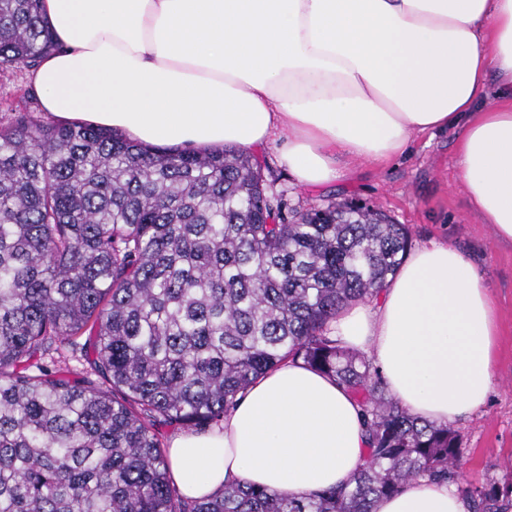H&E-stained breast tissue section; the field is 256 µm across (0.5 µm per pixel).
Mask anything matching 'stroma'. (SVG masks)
I'll return each instance as SVG.
<instances>
[{
  "instance_id": "obj_1",
  "label": "stroma",
  "mask_w": 512,
  "mask_h": 512,
  "mask_svg": "<svg viewBox=\"0 0 512 512\" xmlns=\"http://www.w3.org/2000/svg\"><path fill=\"white\" fill-rule=\"evenodd\" d=\"M42 115L32 73L23 67L0 69V124L18 115ZM265 158L267 175L289 206L309 208L331 202L356 201L406 225L411 245L447 243L463 252L482 277L494 302L500 336L496 351L494 383L485 403L455 421L461 438L463 478L456 491L512 468V244L497 241L492 225L482 223L468 204L456 169L452 133L415 134L410 150L383 166L353 163L348 176L316 187L299 184L269 142L255 146Z\"/></svg>"
}]
</instances>
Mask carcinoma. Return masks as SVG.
Instances as JSON below:
<instances>
[{"label": "carcinoma", "mask_w": 512, "mask_h": 512, "mask_svg": "<svg viewBox=\"0 0 512 512\" xmlns=\"http://www.w3.org/2000/svg\"><path fill=\"white\" fill-rule=\"evenodd\" d=\"M40 0H0V69L55 48ZM409 229L353 202L288 207L249 150H160L27 113L0 126V512H374L454 485L448 426L410 415L372 358L327 334L396 275ZM95 357L69 378L47 360ZM302 361L356 399L368 464L346 487L231 484L188 500L154 425L205 430L268 370ZM512 512V472L466 491Z\"/></svg>", "instance_id": "carcinoma-1"}]
</instances>
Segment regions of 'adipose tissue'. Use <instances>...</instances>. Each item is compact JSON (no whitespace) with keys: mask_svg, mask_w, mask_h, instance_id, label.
<instances>
[{"mask_svg":"<svg viewBox=\"0 0 512 512\" xmlns=\"http://www.w3.org/2000/svg\"><path fill=\"white\" fill-rule=\"evenodd\" d=\"M56 47L33 72L57 123L88 122L190 149L277 143L306 186L386 163L414 134L452 131L469 208L512 244V0H42ZM494 97L496 106L482 108ZM366 350L393 396L444 425L481 407L499 327L470 260L415 249L369 302L328 325ZM367 436L346 389L302 363L259 377L221 424L171 439L180 494L245 483L309 494L346 486ZM374 512H468L419 479Z\"/></svg>","mask_w":512,"mask_h":512,"instance_id":"obj_1","label":"adipose tissue"}]
</instances>
